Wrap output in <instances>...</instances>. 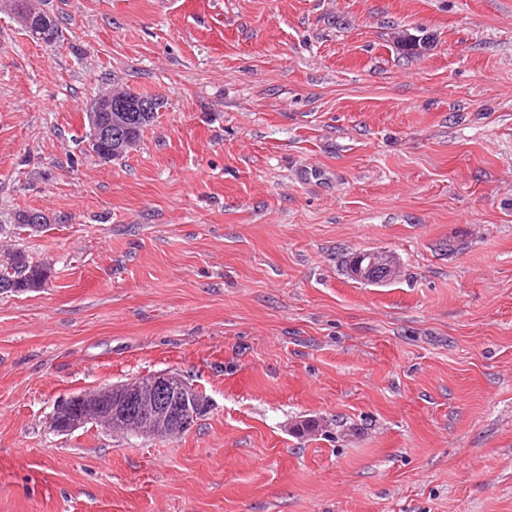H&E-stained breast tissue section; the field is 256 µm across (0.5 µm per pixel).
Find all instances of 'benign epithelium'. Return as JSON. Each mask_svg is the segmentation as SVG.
<instances>
[{
	"mask_svg": "<svg viewBox=\"0 0 512 512\" xmlns=\"http://www.w3.org/2000/svg\"><path fill=\"white\" fill-rule=\"evenodd\" d=\"M12 4L13 0H0V11L10 13L28 34H37L43 40L51 37L50 23L39 18L37 11H16ZM145 111V104L128 95L92 100L88 112L91 136L94 141L106 144L101 160L121 157L132 148V120ZM374 266L387 267L393 276L397 273L387 252L370 251L362 254V261L353 272L354 278L367 280ZM207 408V397L201 391L189 384L183 375L168 371L62 398L54 408L53 428L69 434L94 423L112 432H132L141 437L164 439L190 428Z\"/></svg>",
	"mask_w": 512,
	"mask_h": 512,
	"instance_id": "7a95c632",
	"label": "benign epithelium"
}]
</instances>
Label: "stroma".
Segmentation results:
<instances>
[{"label": "stroma", "instance_id": "obj_1", "mask_svg": "<svg viewBox=\"0 0 512 512\" xmlns=\"http://www.w3.org/2000/svg\"><path fill=\"white\" fill-rule=\"evenodd\" d=\"M36 3L53 45L0 12V252L51 266L0 293V512H512V0ZM115 86L165 105L105 162ZM167 371L184 434L51 426ZM362 259L363 262L360 261L353 272L354 278L366 281L369 276L371 282L374 284H384L392 281L385 268L376 267L371 270L374 266H386L390 270L391 275L393 277L396 276L398 268L392 264L391 257L387 252L382 250L365 252L362 254Z\"/></svg>", "mask_w": 512, "mask_h": 512}]
</instances>
